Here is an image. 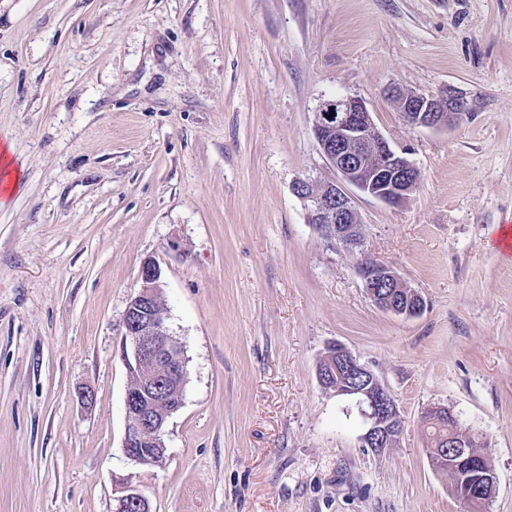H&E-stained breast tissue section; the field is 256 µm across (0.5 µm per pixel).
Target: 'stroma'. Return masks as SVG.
Masks as SVG:
<instances>
[{
  "instance_id": "stroma-1",
  "label": "stroma",
  "mask_w": 512,
  "mask_h": 512,
  "mask_svg": "<svg viewBox=\"0 0 512 512\" xmlns=\"http://www.w3.org/2000/svg\"><path fill=\"white\" fill-rule=\"evenodd\" d=\"M462 98L404 122L388 88ZM356 96L421 179L401 206L353 197L356 249L292 192L334 178L312 126ZM0 512H464L427 454L443 405L482 434L512 512V0H0ZM426 301L404 319L357 265ZM186 346L161 465L122 450L126 306L147 260ZM341 343L395 396L398 442L362 445L322 388ZM94 401L83 405L80 390ZM359 273L366 292L376 306L395 316L410 319L421 315L425 309L423 297L411 288L389 264L381 261L359 263ZM377 288H395L405 293L404 303H394L391 296L379 294ZM117 497V512H151L149 501L128 481L123 482Z\"/></svg>"
}]
</instances>
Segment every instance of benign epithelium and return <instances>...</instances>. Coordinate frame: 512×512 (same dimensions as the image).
I'll use <instances>...</instances> for the list:
<instances>
[{"instance_id": "obj_1", "label": "benign epithelium", "mask_w": 512, "mask_h": 512, "mask_svg": "<svg viewBox=\"0 0 512 512\" xmlns=\"http://www.w3.org/2000/svg\"><path fill=\"white\" fill-rule=\"evenodd\" d=\"M388 95L404 120L417 127L443 129L464 116L458 100L435 94L391 89ZM313 134L319 150L336 173L333 180L297 179L293 194L304 204L307 223L331 238L354 248L360 244L362 224L350 189L392 207L403 205L417 189L420 172L408 159L407 150L396 151L377 127L367 103L358 97L325 100L316 112ZM366 292L376 306L395 316L410 319L425 309L423 297L411 288L389 264L359 263ZM162 270L158 262L146 261L140 269L141 285L124 314L123 351L129 374L138 386L126 390L125 428L122 450L135 465L156 466L166 453L168 419L183 405L188 379L184 343L170 333L168 309L158 304ZM325 368L318 370L320 384L338 397L350 400L362 417V441L368 448H391L400 438L394 426L399 408L375 374L343 345L336 343L324 353ZM485 444L478 437L441 439L428 449L440 460L449 457L469 461L480 473L476 494L460 501L468 509L492 498L496 473L488 453L475 451ZM117 512H151L149 501L129 482L122 483Z\"/></svg>"}]
</instances>
